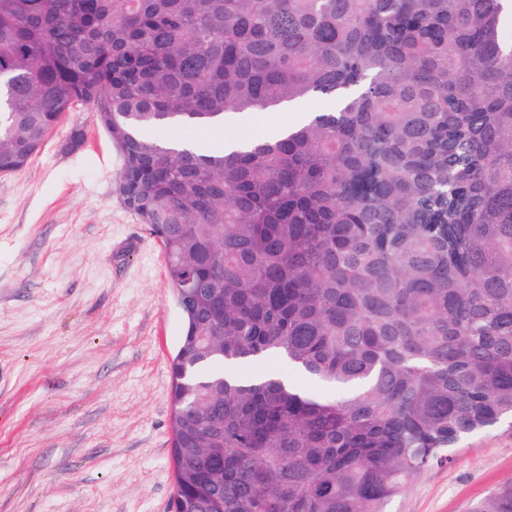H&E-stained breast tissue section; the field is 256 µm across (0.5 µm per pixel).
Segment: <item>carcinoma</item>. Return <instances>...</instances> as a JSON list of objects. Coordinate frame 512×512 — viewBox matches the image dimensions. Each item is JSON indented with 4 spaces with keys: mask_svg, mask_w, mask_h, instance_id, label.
I'll return each mask as SVG.
<instances>
[{
    "mask_svg": "<svg viewBox=\"0 0 512 512\" xmlns=\"http://www.w3.org/2000/svg\"><path fill=\"white\" fill-rule=\"evenodd\" d=\"M508 31L512 0H0V173L95 106L187 289L172 512H386L512 417ZM307 100L241 150L151 135Z\"/></svg>",
    "mask_w": 512,
    "mask_h": 512,
    "instance_id": "cac0c4a2",
    "label": "carcinoma"
}]
</instances>
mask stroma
<instances>
[{"mask_svg":"<svg viewBox=\"0 0 512 512\" xmlns=\"http://www.w3.org/2000/svg\"><path fill=\"white\" fill-rule=\"evenodd\" d=\"M121 166L79 104L24 170L0 174V512H170L183 325L160 242L116 194ZM454 456L390 512H474L512 483V423Z\"/></svg>","mask_w":512,"mask_h":512,"instance_id":"35a3bbf8","label":"stroma"}]
</instances>
